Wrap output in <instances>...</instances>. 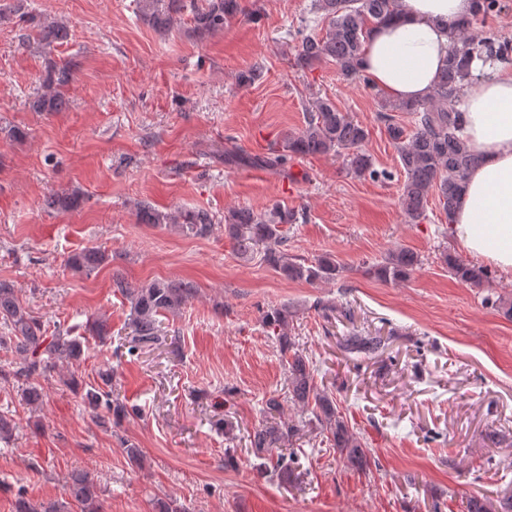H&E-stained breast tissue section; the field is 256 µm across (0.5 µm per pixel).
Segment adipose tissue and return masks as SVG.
Returning a JSON list of instances; mask_svg holds the SVG:
<instances>
[{"instance_id": "1", "label": "adipose tissue", "mask_w": 512, "mask_h": 512, "mask_svg": "<svg viewBox=\"0 0 512 512\" xmlns=\"http://www.w3.org/2000/svg\"><path fill=\"white\" fill-rule=\"evenodd\" d=\"M398 16L368 37L360 65L397 101L431 95L448 64L459 21L475 0H398ZM474 79L460 95L461 139L479 162L448 231L470 254L512 271V58L475 61Z\"/></svg>"}]
</instances>
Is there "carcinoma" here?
<instances>
[{"label": "carcinoma", "instance_id": "1", "mask_svg": "<svg viewBox=\"0 0 512 512\" xmlns=\"http://www.w3.org/2000/svg\"><path fill=\"white\" fill-rule=\"evenodd\" d=\"M497 0H477L474 14L464 20L451 40L448 65L441 74L433 95L425 100L394 101L382 105L380 118L386 123V132L393 143L400 168L405 174L402 207L411 223H418L426 216L432 196H437L446 218L453 217L457 203L466 187V177L479 159L472 154L458 135L460 112L455 103L461 89L472 79L471 65L475 60L494 61L512 51V43L499 41L489 31L479 39L468 31L496 7ZM138 15L154 30H170L175 16L188 11L192 15L191 32L199 40L224 31L244 11L241 0H137ZM317 11L328 19L325 35L300 34L295 46L298 66L307 68L324 59L335 62L337 69L347 79L375 89L369 76L360 67L363 46L376 26L390 20L397 9V0H315ZM33 40L48 53L68 40L67 26L59 22L38 21L33 25ZM72 70L67 63H47L42 92L30 103L35 112H60L66 106L64 88L71 80ZM396 112L411 118L412 129L398 122ZM368 130L340 111L328 99L312 102L305 128L291 135L286 151L300 156H316L346 152L350 167L358 176L375 177L378 171L365 149ZM83 200L77 190H61L46 199L49 209L68 212L77 209ZM136 217L140 224H164L197 238L212 234L216 219L206 209H192L177 214L162 212L143 203L137 205ZM297 214L278 206L266 212L250 209H231L224 213V235L234 245L237 253L247 257L255 251L263 252V260L276 272L292 281L315 282L333 280L340 272V264L331 257H321L315 262L301 263L291 258L283 249L286 242L283 225L294 224ZM105 252L86 248L70 258V265L91 274L108 262ZM448 271L461 284L482 288L489 282V271L461 257L444 255ZM421 264L419 254L400 247L388 252L384 260L370 269L382 281L406 280ZM116 288L129 304L131 346L129 351L159 340L160 321L166 313L180 311L196 293V288L185 280H156L150 284L133 287L120 278L113 280ZM292 312L283 305L266 312L264 322L277 333L279 350L288 355V401L301 409L307 418L300 422H277L275 416L282 411L276 396L266 399L265 424L249 435L251 448L258 454L272 453L294 435L309 428L316 431L331 447L336 449L346 464L354 469L369 466V450L364 438L354 430L342 412L337 398L315 379L316 365L295 350V342L288 336ZM0 321L6 335H0V348L17 356L13 368L0 370V380L16 384L25 402L35 404L42 400L39 380L59 364H74L84 357L82 337L72 335V328L50 327L31 314L20 303L18 289L0 280ZM343 348L350 353L376 355L387 348V339L379 334L357 332L343 338ZM85 407L97 418L101 412L120 423L128 414L127 406L112 399L111 392L90 388L83 395ZM68 500L34 501L18 495L14 512H69L76 505L80 512H101L100 488L94 478L83 471H74L68 477Z\"/></svg>", "mask_w": 512, "mask_h": 512}]
</instances>
